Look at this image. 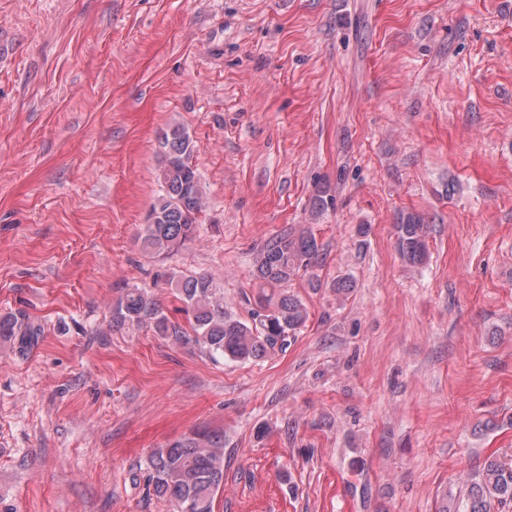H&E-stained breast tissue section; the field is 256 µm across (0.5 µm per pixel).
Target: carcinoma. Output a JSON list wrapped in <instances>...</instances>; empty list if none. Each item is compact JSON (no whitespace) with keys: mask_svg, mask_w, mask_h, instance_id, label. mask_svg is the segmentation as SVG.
<instances>
[{"mask_svg":"<svg viewBox=\"0 0 512 512\" xmlns=\"http://www.w3.org/2000/svg\"><path fill=\"white\" fill-rule=\"evenodd\" d=\"M197 146L188 130L172 125L160 141L162 194L151 206L140 234L144 251L169 256L194 240L197 216L205 206L199 175L191 163ZM398 248L410 264L428 257L424 218L406 214L397 224ZM322 246L312 234L285 230L257 254L253 276L260 291L249 319L224 310L212 278L189 275L175 280L173 295L187 315V326L169 319L146 288H125L112 302V327L150 324L156 333L178 342L193 337L209 355L232 363L260 362L287 348L308 319L303 301L288 283L322 261ZM42 335L40 325L24 315H0V338L24 352ZM147 494L175 505L176 512H214L224 488V435L199 431L155 449L145 464ZM465 512H494L512 507V462L488 458L464 495Z\"/></svg>","mask_w":512,"mask_h":512,"instance_id":"carcinoma-1","label":"carcinoma"}]
</instances>
